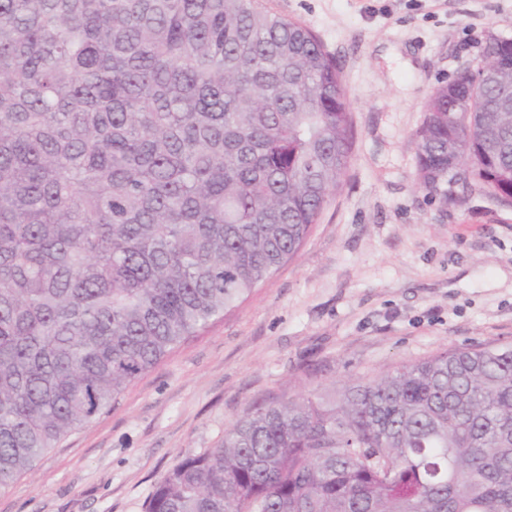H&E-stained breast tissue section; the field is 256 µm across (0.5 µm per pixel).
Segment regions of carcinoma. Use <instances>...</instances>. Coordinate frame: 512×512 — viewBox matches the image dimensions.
<instances>
[{
  "instance_id": "cac0c4a2",
  "label": "carcinoma",
  "mask_w": 512,
  "mask_h": 512,
  "mask_svg": "<svg viewBox=\"0 0 512 512\" xmlns=\"http://www.w3.org/2000/svg\"><path fill=\"white\" fill-rule=\"evenodd\" d=\"M433 90L512 204V40ZM336 60L259 0H0V490L297 256L351 160ZM146 512H512V346L273 397Z\"/></svg>"
}]
</instances>
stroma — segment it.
<instances>
[{"mask_svg":"<svg viewBox=\"0 0 512 512\" xmlns=\"http://www.w3.org/2000/svg\"><path fill=\"white\" fill-rule=\"evenodd\" d=\"M337 60L354 138L295 260L0 491V512H145L189 453L252 405L368 381L444 349L512 344V207L417 182L434 88L512 39V0H261Z\"/></svg>","mask_w":512,"mask_h":512,"instance_id":"1","label":"stroma"}]
</instances>
